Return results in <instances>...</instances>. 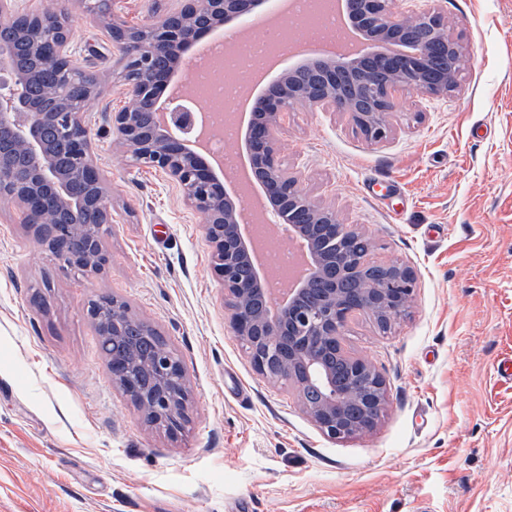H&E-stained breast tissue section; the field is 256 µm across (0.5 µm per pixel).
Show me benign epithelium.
<instances>
[{
    "label": "benign epithelium",
    "instance_id": "benign-epithelium-1",
    "mask_svg": "<svg viewBox=\"0 0 512 512\" xmlns=\"http://www.w3.org/2000/svg\"><path fill=\"white\" fill-rule=\"evenodd\" d=\"M174 2L176 8L144 28L115 17L107 23L123 63V91L133 102L110 113L113 139L133 162L163 172L185 205L203 215L229 327L244 342L254 370L288 382L303 413L328 437L368 434L386 407L384 377L352 354V380L338 387L329 363L347 352L345 332L355 317L375 313L392 324L407 313L416 275L408 266L387 263L393 282L366 277L375 261L355 248L365 232L304 191L297 173L282 164L280 133L288 113L304 104L342 113L366 141L381 142L390 133L388 118L399 92L438 98L458 86L460 71L448 66V52L462 59L461 46L436 8L413 14L399 8L398 0H347L354 28L373 48L351 61L290 68L263 96L245 131L248 164L270 206L311 251L310 274L273 309L250 259L241 204L222 172L188 138L193 111L162 100L184 53L200 37L266 0ZM39 74L71 86L60 94L64 103L46 106L51 92L38 84ZM98 94L95 78L72 59L67 10L22 12L15 0H0V200L17 206L35 242L73 276L100 274L110 261L104 245V227L112 223L109 191L93 160L84 107ZM87 316L98 336L128 342L126 357L108 363L113 384L150 425L171 435L181 432L190 398L183 361L168 341L112 294L90 300Z\"/></svg>",
    "mask_w": 512,
    "mask_h": 512
}]
</instances>
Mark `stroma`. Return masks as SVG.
<instances>
[{
  "label": "stroma",
  "mask_w": 512,
  "mask_h": 512,
  "mask_svg": "<svg viewBox=\"0 0 512 512\" xmlns=\"http://www.w3.org/2000/svg\"><path fill=\"white\" fill-rule=\"evenodd\" d=\"M439 7L467 56L447 97L399 95L387 140L347 116L291 113L282 160L306 193L360 225L379 262L416 273L389 332L362 315L346 346L383 375L370 434L338 441L259 376L224 310L202 217L108 133L127 106L105 20L69 0L70 40L101 85L87 122L107 180L106 272L60 273L0 204V512H512V0ZM109 293L183 359L189 421L149 426L112 383L89 299Z\"/></svg>",
  "instance_id": "35a3bbf8"
}]
</instances>
